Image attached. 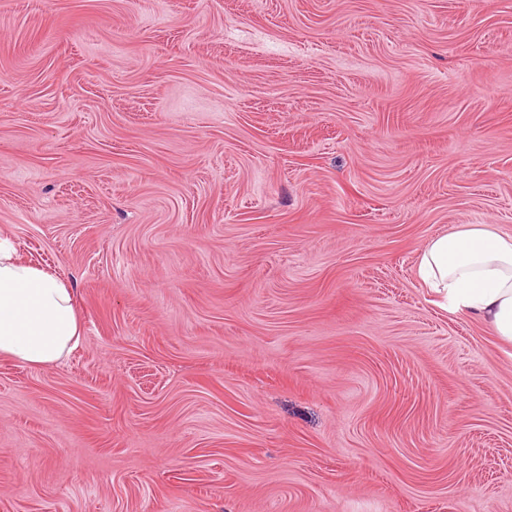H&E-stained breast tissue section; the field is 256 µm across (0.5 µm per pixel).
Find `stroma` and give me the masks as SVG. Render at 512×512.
<instances>
[{"label":"stroma","instance_id":"obj_1","mask_svg":"<svg viewBox=\"0 0 512 512\" xmlns=\"http://www.w3.org/2000/svg\"><path fill=\"white\" fill-rule=\"evenodd\" d=\"M512 0H0V235L80 345L0 356V512H512ZM418 274L448 312L482 317L512 342V235L488 224L436 235L422 251Z\"/></svg>","mask_w":512,"mask_h":512}]
</instances>
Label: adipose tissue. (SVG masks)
Here are the masks:
<instances>
[{
  "instance_id": "adipose-tissue-1",
  "label": "adipose tissue",
  "mask_w": 512,
  "mask_h": 512,
  "mask_svg": "<svg viewBox=\"0 0 512 512\" xmlns=\"http://www.w3.org/2000/svg\"><path fill=\"white\" fill-rule=\"evenodd\" d=\"M448 312L487 320L512 342V235L468 224L429 239L418 263ZM80 341L73 291L57 275L22 262L0 236V355L48 367Z\"/></svg>"
}]
</instances>
